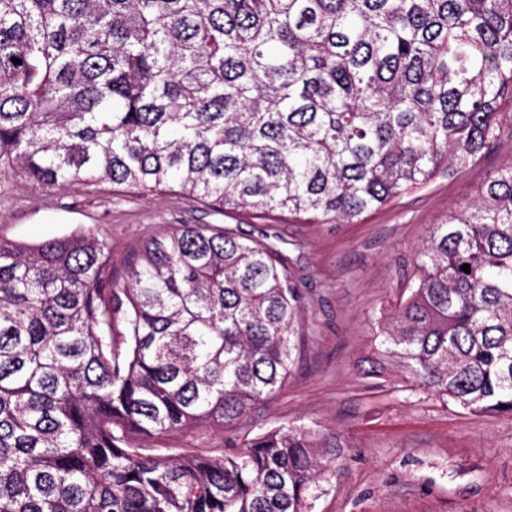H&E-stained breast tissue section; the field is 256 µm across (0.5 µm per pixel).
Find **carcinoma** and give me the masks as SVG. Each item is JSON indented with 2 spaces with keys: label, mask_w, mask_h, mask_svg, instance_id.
<instances>
[{
  "label": "carcinoma",
  "mask_w": 512,
  "mask_h": 512,
  "mask_svg": "<svg viewBox=\"0 0 512 512\" xmlns=\"http://www.w3.org/2000/svg\"><path fill=\"white\" fill-rule=\"evenodd\" d=\"M508 105L512 0H0V174L50 190L357 224L481 160ZM413 262L372 369L511 416L512 164ZM111 265L95 237L0 240V512H310L339 454L304 429L139 445L203 442L286 383L303 300L286 260L173 224L125 285Z\"/></svg>",
  "instance_id": "1"
}]
</instances>
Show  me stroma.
Masks as SVG:
<instances>
[{"mask_svg": "<svg viewBox=\"0 0 512 512\" xmlns=\"http://www.w3.org/2000/svg\"><path fill=\"white\" fill-rule=\"evenodd\" d=\"M511 161L507 112L497 148L477 164L453 177L437 175L357 224L220 214L175 189H38L12 174L0 176V240L35 244L84 234L107 241L112 278L123 283L140 242L168 225L267 233L305 294L304 352L286 385L240 420L238 435L304 427L325 448L340 447L334 471L314 489L311 512H512L511 416L466 413L391 368L378 378L363 374L375 328L406 288L412 255L431 225Z\"/></svg>", "mask_w": 512, "mask_h": 512, "instance_id": "1", "label": "stroma"}]
</instances>
